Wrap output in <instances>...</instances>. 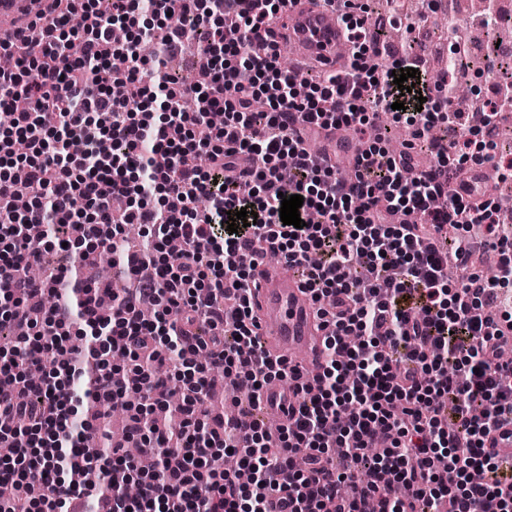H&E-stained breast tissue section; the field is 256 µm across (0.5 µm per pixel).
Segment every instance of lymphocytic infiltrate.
I'll return each mask as SVG.
<instances>
[{
	"mask_svg": "<svg viewBox=\"0 0 512 512\" xmlns=\"http://www.w3.org/2000/svg\"><path fill=\"white\" fill-rule=\"evenodd\" d=\"M46 35L23 41L13 70L0 72V325L15 343L0 355V512H512V461L487 456L484 441L512 417V361L500 349L512 331V226L493 198L464 197L466 168L491 165L512 180L491 142L512 97L454 106V84L415 76L403 93L394 71L415 54L366 69L380 41H364L351 0L336 9L354 46L345 74L284 70L280 46L249 44L268 31L284 0H65ZM83 21V53L67 51L72 17ZM157 42L153 58L140 52ZM206 69L164 71L186 40ZM31 100L12 112L16 96ZM197 104L184 110L186 98ZM402 109H395V102ZM224 114L222 127L208 122ZM412 129L436 159L402 177L410 154L389 155L370 136L379 114ZM465 129L435 138L437 124ZM333 126L357 134L356 177L313 155L308 136ZM303 196V228L283 224V197ZM209 206L198 210V198ZM255 224L229 232V213ZM44 228L31 240L27 227ZM146 227L143 253H116L126 286L79 277L55 265L63 251L88 260L118 244L126 225ZM458 234L444 239L447 225ZM481 225L483 242L468 234ZM183 249L169 256L168 239ZM499 253L493 277L471 268L479 245ZM273 252L309 291L329 330L320 374L270 357L250 305L264 252ZM466 272L456 283L446 270ZM56 269L40 281L25 270ZM55 303L43 308L41 299ZM96 343L72 345L73 320ZM235 375L249 404L225 421L199 404ZM293 383L290 422L278 434L258 416L272 380ZM95 405L123 404L129 433L151 448L143 470L123 449L81 453L99 425L70 418L72 381ZM173 408L169 424L144 430L139 408ZM235 469L218 468L225 456ZM454 473L447 485L436 465ZM41 483L40 501L27 494ZM136 483L138 497L126 495Z\"/></svg>",
	"mask_w": 512,
	"mask_h": 512,
	"instance_id": "f902f5d3",
	"label": "lymphocytic infiltrate"
}]
</instances>
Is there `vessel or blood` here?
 Masks as SVG:
<instances>
[{
  "mask_svg": "<svg viewBox=\"0 0 512 512\" xmlns=\"http://www.w3.org/2000/svg\"><path fill=\"white\" fill-rule=\"evenodd\" d=\"M54 0H0V41L14 39L30 26L48 29L56 18ZM284 15L292 16L288 41L296 56L311 60L331 71L342 70L352 44L336 12L300 4H286ZM251 304L258 318L257 333L267 351L282 356L303 371H320L325 330L313 314L310 295L284 267H263L251 288ZM293 397L286 387L266 389L262 395L266 418L286 423L284 411Z\"/></svg>",
  "mask_w": 512,
  "mask_h": 512,
  "instance_id": "obj_1",
  "label": "vessel or blood"
}]
</instances>
